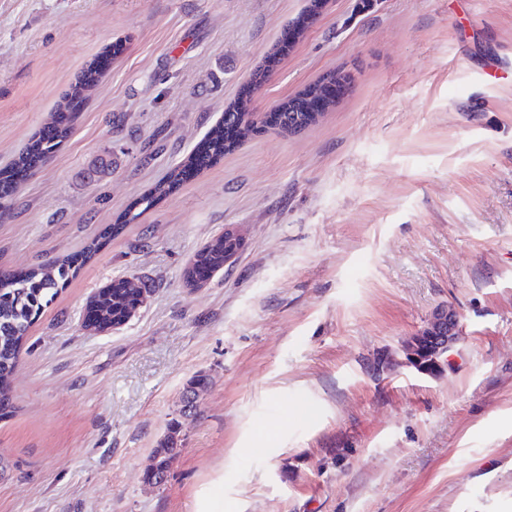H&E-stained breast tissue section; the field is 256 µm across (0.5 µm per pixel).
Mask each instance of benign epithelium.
I'll return each mask as SVG.
<instances>
[{
    "mask_svg": "<svg viewBox=\"0 0 512 512\" xmlns=\"http://www.w3.org/2000/svg\"><path fill=\"white\" fill-rule=\"evenodd\" d=\"M235 238L233 249L224 254V264L232 263L241 250L243 234L239 227L224 228ZM460 336V316L457 311L441 305L433 311L423 329L410 336L402 346L403 358L397 359L390 351L377 354L370 362L375 379L391 372L397 366H405L426 375H436L450 367L451 350Z\"/></svg>",
    "mask_w": 512,
    "mask_h": 512,
    "instance_id": "1",
    "label": "benign epithelium"
}]
</instances>
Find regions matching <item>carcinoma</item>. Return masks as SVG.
Listing matches in <instances>:
<instances>
[{"label": "carcinoma", "mask_w": 512, "mask_h": 512, "mask_svg": "<svg viewBox=\"0 0 512 512\" xmlns=\"http://www.w3.org/2000/svg\"><path fill=\"white\" fill-rule=\"evenodd\" d=\"M100 75V68L95 63L84 69L52 114L50 125L54 135L46 137L40 131L34 134L13 159L14 170L35 169L70 137L78 112L88 92L98 84ZM309 105L310 101L301 94L276 105L274 113L277 114V120L274 125L284 130L290 127L303 130L310 127L315 124V120L307 114ZM264 124L265 120L245 111V105L241 102L228 105L224 118L210 127L200 144L154 184L143 198V203L149 208L165 198L177 189L186 173L201 171L220 161L224 155L250 140ZM97 250L98 243L92 241L80 252L49 265L0 273V418L14 411L10 377L19 361L32 321L43 304L52 300L59 283L76 273ZM224 250L226 245L222 234L199 249L185 268L187 285L201 287L212 274L224 269ZM148 292L144 283L130 288L106 286L86 305L85 327L96 332L112 328V325L122 322L136 306L142 304ZM179 429V422L171 424L169 434L154 451L153 465L148 468L146 478L164 476L170 460L179 452L180 444L174 441Z\"/></svg>", "instance_id": "cac0c4a2"}]
</instances>
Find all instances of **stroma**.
I'll list each match as a JSON object with an SVG mask.
<instances>
[{"label": "stroma", "mask_w": 512, "mask_h": 512, "mask_svg": "<svg viewBox=\"0 0 512 512\" xmlns=\"http://www.w3.org/2000/svg\"><path fill=\"white\" fill-rule=\"evenodd\" d=\"M360 3L327 0L285 48L307 0H0V170L103 66L0 210V271L100 242L28 331L0 512H198L215 494L224 512H512V0ZM330 71L347 85L317 124L268 127L142 207L228 103L269 113ZM228 225L237 261L186 286ZM118 278L152 289L124 326L85 329ZM442 304L452 370L374 380L373 354ZM174 419L182 450L147 482ZM100 75V68L95 63L89 64L84 69L52 114L49 124L54 129V135L46 137L42 134V131L46 135L52 134L49 125L43 126L42 131L34 134L13 159L12 166L15 171L34 170L70 137L78 112H80L88 92L98 84Z\"/></svg>", "instance_id": "stroma-1"}]
</instances>
